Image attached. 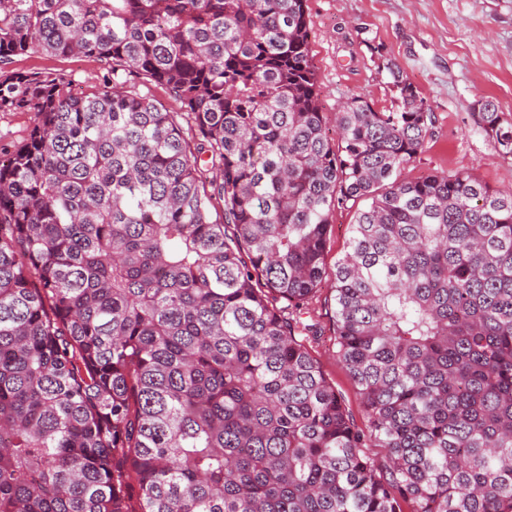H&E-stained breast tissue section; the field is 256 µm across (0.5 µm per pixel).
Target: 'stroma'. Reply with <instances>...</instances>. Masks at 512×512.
Wrapping results in <instances>:
<instances>
[{
    "mask_svg": "<svg viewBox=\"0 0 512 512\" xmlns=\"http://www.w3.org/2000/svg\"><path fill=\"white\" fill-rule=\"evenodd\" d=\"M313 21L311 54L319 104L328 129L338 106L362 97L375 110L396 105L386 69L397 63L434 114L423 152L407 164L402 178L432 170L468 172L490 187L512 189V159L504 157L479 125L478 103L492 100L512 124V0H307ZM20 70L63 72L76 92L102 86L104 71L89 57H61L41 51L16 58ZM353 212L335 211L326 273L302 312L319 332L308 348L342 395L357 427L367 422L356 387L336 358L333 279L337 257L350 235Z\"/></svg>",
    "mask_w": 512,
    "mask_h": 512,
    "instance_id": "1",
    "label": "stroma"
}]
</instances>
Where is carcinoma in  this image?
I'll return each instance as SVG.
<instances>
[{
	"label": "carcinoma",
	"instance_id": "carcinoma-1",
	"mask_svg": "<svg viewBox=\"0 0 512 512\" xmlns=\"http://www.w3.org/2000/svg\"><path fill=\"white\" fill-rule=\"evenodd\" d=\"M312 25L306 0H0V112L35 116L0 144V512H512V189L399 178L434 114L391 61L397 110L348 100L331 144ZM479 124L512 157L494 102ZM337 209L365 431L297 314ZM14 67L20 70L63 72L71 74L74 90L87 92L102 86L105 71L98 61L89 57H61L35 51L15 59ZM125 90L140 93L141 95L147 94L169 110L176 111L180 107V104L163 88L155 85L144 84L141 80L134 77H130Z\"/></svg>",
	"mask_w": 512,
	"mask_h": 512
}]
</instances>
